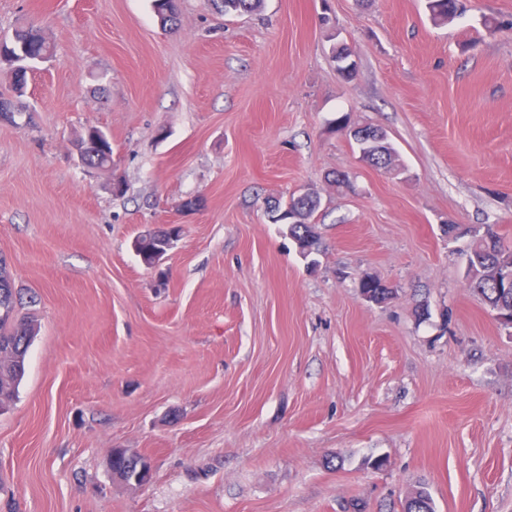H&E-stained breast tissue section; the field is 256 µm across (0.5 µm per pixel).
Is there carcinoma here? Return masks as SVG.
Wrapping results in <instances>:
<instances>
[{"label":"carcinoma","mask_w":512,"mask_h":512,"mask_svg":"<svg viewBox=\"0 0 512 512\" xmlns=\"http://www.w3.org/2000/svg\"><path fill=\"white\" fill-rule=\"evenodd\" d=\"M155 8L162 25L176 24L178 0H154ZM224 14L253 13L261 9L263 0H211ZM427 9L436 22H446L463 12L462 0H427ZM51 54V47L40 29L28 27L15 33L11 42L0 41V64L11 68L12 87L22 92L28 82V64L42 61ZM95 136L101 142V148L85 156V164L90 167L106 168L112 164V141L100 128L91 126L86 136ZM320 206L318 196H291L288 201L278 204L282 216L274 220L276 224L288 226L290 236L303 257H308L320 248V237L307 238L308 224ZM167 245L164 235L142 237L137 240L136 251L141 259L150 264L155 254ZM466 257L464 276L469 287L476 290L486 304L503 319V324L512 320V287L505 285L500 278L491 275V271L512 273V247L504 244V239L494 226H485L483 233L472 236L463 250ZM360 288L370 293L371 299L378 303L388 299L391 291L381 281L365 278ZM21 305V293L14 288V281L4 258L0 257V355L7 362V372L0 375V396L9 401L16 394L25 373V359L35 334L31 320L18 315ZM143 463V455L134 452L121 455L110 461L111 469L128 477L138 473ZM403 512H434L430 493L421 488L405 500Z\"/></svg>","instance_id":"cac0c4a2"}]
</instances>
